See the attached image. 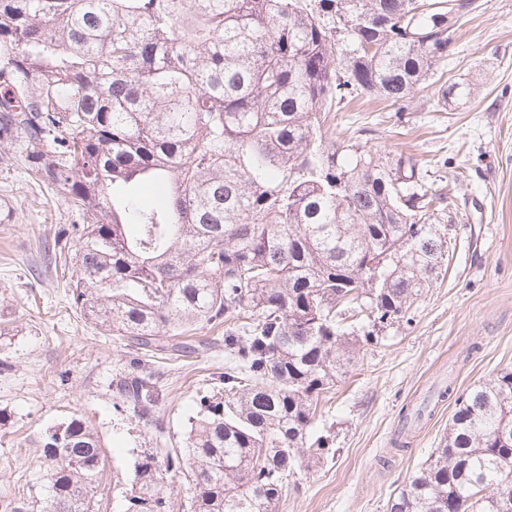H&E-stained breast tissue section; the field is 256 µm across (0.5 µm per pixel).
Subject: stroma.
Returning a JSON list of instances; mask_svg holds the SVG:
<instances>
[{
  "label": "stroma",
  "instance_id": "35a3bbf8",
  "mask_svg": "<svg viewBox=\"0 0 512 512\" xmlns=\"http://www.w3.org/2000/svg\"><path fill=\"white\" fill-rule=\"evenodd\" d=\"M449 81L477 95L435 111L419 96L405 111L376 101L340 109L336 129L382 162L417 159L426 186L447 193L454 257L404 318L376 327L350 372L319 408L333 452L297 475L277 512H385L448 431L453 400L414 414L454 383L463 393L512 368V0H469L453 28ZM463 179H454L456 171ZM0 501L40 512L44 432L83 416L105 450L99 512H125L145 456L183 448L199 399L224 366L223 330H197L213 352L164 364L120 351L68 304V276L45 266L36 231L72 223L63 197L12 163L0 164ZM160 373L161 430L115 397L112 381ZM436 401V400H435ZM410 429L406 451L389 448Z\"/></svg>",
  "mask_w": 512,
  "mask_h": 512
}]
</instances>
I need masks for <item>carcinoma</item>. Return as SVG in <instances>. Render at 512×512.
<instances>
[{
	"mask_svg": "<svg viewBox=\"0 0 512 512\" xmlns=\"http://www.w3.org/2000/svg\"><path fill=\"white\" fill-rule=\"evenodd\" d=\"M456 0H0V163L60 194L81 221L43 242L72 266L69 302L125 346L176 360L182 335L224 327L219 388L184 448L193 512H276L289 477L330 452L318 409L406 313L442 258L445 196L417 161L382 164L328 138L345 99L401 109L448 82ZM146 183L160 205L137 201ZM116 393L161 427L157 378ZM43 512H93L104 464L81 416L41 442ZM133 512H174L154 456ZM388 512H512V370L458 396L441 440Z\"/></svg>",
	"mask_w": 512,
	"mask_h": 512,
	"instance_id": "carcinoma-1",
	"label": "carcinoma"
}]
</instances>
